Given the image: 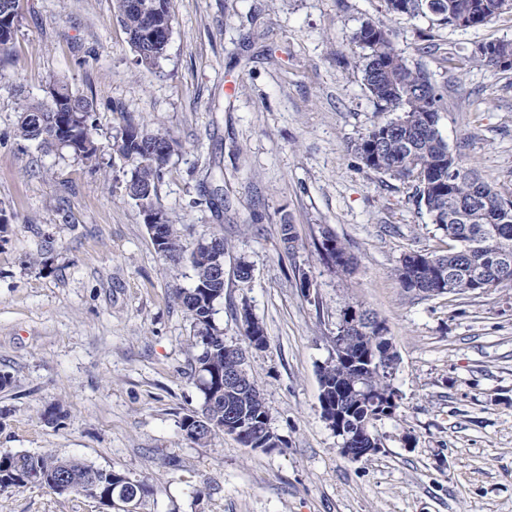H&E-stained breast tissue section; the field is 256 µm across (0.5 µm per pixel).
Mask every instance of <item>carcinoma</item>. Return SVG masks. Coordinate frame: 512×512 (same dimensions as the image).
Masks as SVG:
<instances>
[{
	"label": "carcinoma",
	"mask_w": 512,
	"mask_h": 512,
	"mask_svg": "<svg viewBox=\"0 0 512 512\" xmlns=\"http://www.w3.org/2000/svg\"><path fill=\"white\" fill-rule=\"evenodd\" d=\"M502 0H383L387 15L410 20L432 15L443 24L458 26L474 17L486 24L505 14ZM113 10L126 33L135 54L136 65L152 69L165 54L168 42L159 38L146 41L143 33L152 28L163 35L172 29L170 0H113ZM0 51L8 48L15 31L17 0H0ZM353 58L362 74L363 85L373 99L375 120L352 145L364 169L387 176L407 189L408 200L425 209L432 223L443 231L451 244L442 253L410 252L394 268L402 288L425 295L448 293L454 296L479 295L490 288L512 287V265L497 262L500 253L512 255V189L497 188L483 180L474 170L463 165L459 156L442 138L438 122L431 118L444 107V95L432 81L428 71L412 63L398 49L395 35L382 19L364 21L354 35ZM512 62V40H496L480 45L471 55L450 57L448 63L467 61L476 66L498 70L504 61ZM46 89L52 92L45 101L28 103L21 112L18 135L43 147L61 146L92 168L99 167L100 148L95 138L93 100L77 95L69 84L51 79ZM45 116L39 126L30 118ZM180 148V141L166 128H147L129 118L113 150L132 162L134 168L126 182L127 195L137 201L143 214L159 210L158 186L164 177L170 157ZM456 164L457 172L448 178V166ZM165 223L159 225L152 242L167 261L178 263L184 247L172 216L163 213ZM330 237H323L322 256L330 272L344 275L353 265V257L344 244L337 241L329 247ZM229 244L224 234L215 230L197 242L190 254L194 285L178 290L176 300L189 315L191 331L188 348L198 375L207 377L209 385L199 382L203 395L200 409L185 415L180 423L184 437L204 445L211 437L224 432V417L234 413L251 427L253 439H263V447L275 448L276 435L264 433L263 418L269 416L263 390L254 380L248 387L224 383V375L241 365L245 349L224 341V329L214 320L215 307L224 300V278L214 275L213 265L224 262ZM474 266L483 269L485 280L478 284L471 277ZM363 331L338 338L337 354L359 359L367 347L381 352L388 336L384 321L376 313L363 308ZM245 342L256 335L263 337V324L255 317L242 322ZM352 369L339 357L320 367L322 383L331 388V398L345 414L347 424L358 426L368 413L392 394L385 375L373 372L359 386L373 398L367 404L355 401L345 392L336 393V384L345 383ZM52 477L51 490L90 495L112 492L114 471L96 468L76 457H62L46 450L19 453L0 458V491L28 486L25 474Z\"/></svg>",
	"instance_id": "carcinoma-1"
}]
</instances>
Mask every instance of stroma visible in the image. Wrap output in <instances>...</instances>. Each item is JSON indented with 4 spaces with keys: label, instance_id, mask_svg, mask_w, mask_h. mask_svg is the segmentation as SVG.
I'll return each mask as SVG.
<instances>
[{
    "label": "stroma",
    "instance_id": "35a3bbf8",
    "mask_svg": "<svg viewBox=\"0 0 512 512\" xmlns=\"http://www.w3.org/2000/svg\"><path fill=\"white\" fill-rule=\"evenodd\" d=\"M167 50L139 69L112 0H18L0 55V456L51 450L150 484L138 512H512V288L424 297L401 287L407 253L446 249L399 182L363 169L350 145L375 107L351 53L382 0H170ZM405 56L445 94L438 129L487 182L512 189V70L447 59L512 40V17L478 27L428 15L389 21ZM95 103L101 166L17 134L50 78ZM183 143L158 202L185 249L224 233V300L214 314L242 342L239 311L263 322L247 369L262 388L277 448L216 435L186 440L202 403L191 375L190 320L176 289L189 260L155 250L112 150L123 114ZM294 225L295 249L280 239ZM333 232L357 260L330 273ZM253 269L249 283L238 262ZM303 270L309 294L297 287ZM371 309L399 356L401 399L376 422L361 461L338 452L320 413L319 369L344 304ZM0 512H109L83 495L31 485L0 491Z\"/></svg>",
    "mask_w": 512,
    "mask_h": 512
}]
</instances>
